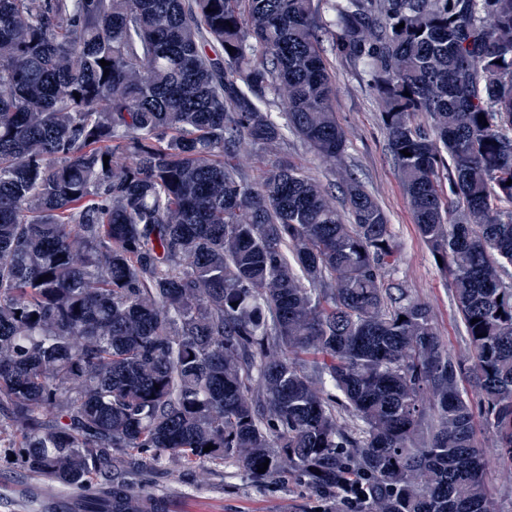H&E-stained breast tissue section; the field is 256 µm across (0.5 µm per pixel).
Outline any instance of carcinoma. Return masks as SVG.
Returning <instances> with one entry per match:
<instances>
[{
  "label": "carcinoma",
  "mask_w": 512,
  "mask_h": 512,
  "mask_svg": "<svg viewBox=\"0 0 512 512\" xmlns=\"http://www.w3.org/2000/svg\"><path fill=\"white\" fill-rule=\"evenodd\" d=\"M329 54L376 97L467 366L385 287L357 176L341 210L240 160L290 135L343 160ZM510 179L512 0H0V447L84 512H164L154 465L225 458L335 512H495L476 427L512 468Z\"/></svg>",
  "instance_id": "obj_1"
}]
</instances>
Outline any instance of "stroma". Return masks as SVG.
I'll list each match as a JSON object with an SVG mask.
<instances>
[{
  "instance_id": "1",
  "label": "stroma",
  "mask_w": 512,
  "mask_h": 512,
  "mask_svg": "<svg viewBox=\"0 0 512 512\" xmlns=\"http://www.w3.org/2000/svg\"><path fill=\"white\" fill-rule=\"evenodd\" d=\"M336 76V117L347 133L343 162L327 163L296 138H289L283 156L301 163L338 194L346 174L361 179L386 210L398 260L385 282L403 288L408 298L426 302L450 355L468 357V338L445 275L434 264L414 224L398 171L387 151V136L374 96L358 70L340 57H330ZM150 479L151 492L163 498L166 512H324L305 486L288 475L257 486L230 459L210 463L206 476L196 467L160 462ZM32 481L22 469L0 460V512H43L27 494Z\"/></svg>"
}]
</instances>
